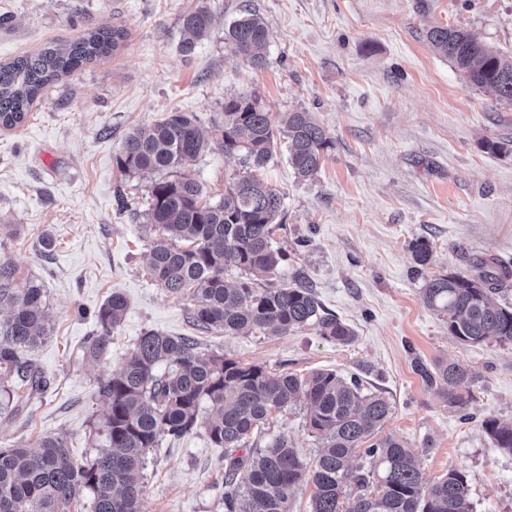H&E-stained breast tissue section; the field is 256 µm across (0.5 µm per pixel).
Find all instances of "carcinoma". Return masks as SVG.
I'll use <instances>...</instances> for the list:
<instances>
[{
	"label": "carcinoma",
	"mask_w": 512,
	"mask_h": 512,
	"mask_svg": "<svg viewBox=\"0 0 512 512\" xmlns=\"http://www.w3.org/2000/svg\"><path fill=\"white\" fill-rule=\"evenodd\" d=\"M211 22L206 9L183 18L185 52L194 50ZM125 38L121 28H97L68 44L0 64V127L16 128L47 85L115 52ZM225 40L234 56L263 65L269 30L258 15L249 12L231 23ZM426 40L475 88L512 104V57L460 28L431 27ZM280 136L287 140L296 174L314 177L332 144L323 127L303 109L286 113L277 125L247 94L225 100L224 124L213 142L185 112H170L127 133L117 164L128 173L172 174L213 144L240 157L246 168L213 204L186 175L152 183L145 216L157 234L147 255L149 273L168 292L190 294L193 325L201 330L229 336L271 327L283 335L314 326L325 339L350 344L353 329L325 312L306 281L273 282L284 260L272 244L282 199L257 172L273 158ZM229 263L248 278L227 283ZM511 280V264L482 258L468 272L429 279L422 300L448 317V331L460 341L512 343V307L491 299ZM4 305L9 312L0 317V419H11L50 385L28 353L45 340L51 324L43 288L32 281L18 286L15 267L1 261ZM126 310L119 293L98 309L85 346L88 358L96 361L109 352L112 330ZM414 370L449 407L464 410L472 403L471 375L463 365L430 366L417 359ZM96 396L107 412L98 425L104 445L94 459H73L65 439L56 435L40 437L34 450L20 443L0 448V512H73L86 495L90 512H143L147 452L189 434L206 402L216 409L205 422L207 435L224 449L226 460L224 512H291L304 484L313 488L311 512H473L464 473L450 470L428 484L408 441L392 434L377 437L393 406L356 377L346 382L330 370L306 376L270 372L205 351L193 336L147 331L121 366L98 383ZM296 405L304 408L307 426L320 440L310 467L286 438L266 448L250 444L273 413ZM482 427L496 447L512 453V424L487 418ZM356 456L368 459L367 469L352 465Z\"/></svg>",
	"instance_id": "1"
}]
</instances>
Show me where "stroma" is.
I'll return each mask as SVG.
<instances>
[{"instance_id": "35a3bbf8", "label": "stroma", "mask_w": 512, "mask_h": 512, "mask_svg": "<svg viewBox=\"0 0 512 512\" xmlns=\"http://www.w3.org/2000/svg\"><path fill=\"white\" fill-rule=\"evenodd\" d=\"M206 7L213 24L192 53L182 19ZM253 12L270 38L263 67L232 55L231 22ZM433 25L461 27L512 56V0H0V62L98 27L127 33L118 50L48 85L18 128L0 129V260L18 285L35 282L51 314L49 338L30 357L51 386L19 416L0 420V446L63 436L76 459L94 457L106 411L100 379L149 330L198 336L203 348L272 372L358 376L393 405L385 433L419 454L426 482L465 473L474 512H512V454L481 426L512 424V344L468 345L422 300L426 280L462 273L479 257L512 262V106L469 84L425 39ZM256 98L272 115L312 112L332 139L320 171L297 177L285 145L261 178L283 198L273 245L286 259L278 281L304 276L348 324L346 345L309 327L285 335L196 331L193 302L153 281L146 255L151 173L116 162L126 134L170 112L193 114L206 133L224 121L225 99ZM242 166L213 149L185 172L217 201ZM54 245L44 249L42 237ZM425 240L428 265L415 259ZM127 300L109 354L84 348L112 293ZM456 361L476 397L463 419L414 373L412 361ZM288 437L312 463L318 440L301 407L273 413L258 447ZM226 461L204 428L150 449L144 512H224Z\"/></svg>"}]
</instances>
